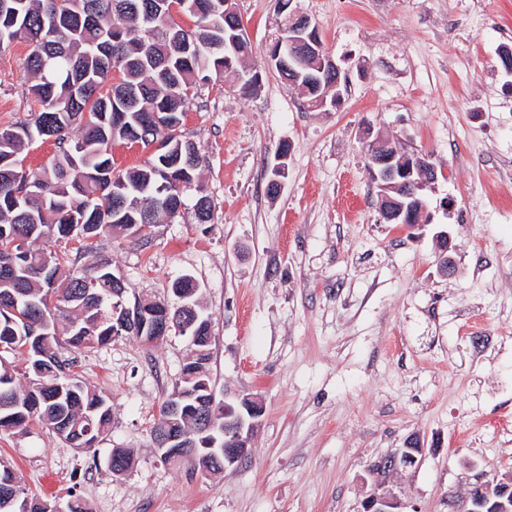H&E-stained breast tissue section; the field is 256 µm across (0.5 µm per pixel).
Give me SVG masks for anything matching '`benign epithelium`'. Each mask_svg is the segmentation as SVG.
<instances>
[{"mask_svg":"<svg viewBox=\"0 0 512 512\" xmlns=\"http://www.w3.org/2000/svg\"><path fill=\"white\" fill-rule=\"evenodd\" d=\"M269 58L274 66L295 74L309 59L316 62V68L321 71L335 70L334 86L326 89L320 98V108L334 107L341 99L340 68L325 51L317 24L298 9L289 12L288 27L269 47ZM367 151L371 180L386 222L414 229L422 221H430L423 191L437 181L438 171L427 154L395 143L381 132L368 143ZM263 415L264 406L257 397L242 395L233 402L224 401L222 470L234 468L248 457L250 437ZM425 456L423 443L415 441L374 462L371 472L378 481L362 502L363 512H405L401 498L385 488L386 478L395 472L419 467ZM491 499L500 512H512V474L501 479L481 478L469 495L461 499L449 495L448 512H477V507Z\"/></svg>","mask_w":512,"mask_h":512,"instance_id":"benign-epithelium-1","label":"benign epithelium"}]
</instances>
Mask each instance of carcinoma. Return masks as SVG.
<instances>
[{"label":"carcinoma","instance_id":"obj_1","mask_svg":"<svg viewBox=\"0 0 512 512\" xmlns=\"http://www.w3.org/2000/svg\"><path fill=\"white\" fill-rule=\"evenodd\" d=\"M153 0H0V48L18 39L30 42L25 62L29 92L40 110L33 118L0 128V431L22 433L40 422L74 448H92L112 422L107 398L71 373L64 356L103 346L116 336L152 338L150 322L124 320V290L112 286V268L99 261L76 268L66 254L41 247L71 241V230L127 232L133 224L158 223L180 215L178 205L191 189L201 162L200 147L180 134L185 113L197 95L200 75L224 79L241 93L236 71L252 44L240 39L224 46V32L241 20L224 19V0H186L182 11L191 28L171 24L153 12ZM232 64H226V58ZM333 81L313 67L302 70L308 106ZM158 114L164 145L139 166L115 170L112 145L132 143L138 122ZM79 135H72L73 130ZM51 139L56 152L41 169L18 165L25 145ZM197 223L213 220L208 197L194 204ZM172 310L193 306L200 323L209 322L191 280L171 286ZM193 312V313H195ZM184 312L177 321L193 320ZM184 364L179 388L184 400L166 415L165 435L179 436L185 452L212 469L223 449L205 447L222 439L206 432L209 410L196 403L211 397L203 368L210 345ZM25 364L28 383L17 382L15 366L3 367L5 354ZM18 492L23 512H56V505L28 495L16 472L0 462V492Z\"/></svg>","mask_w":512,"mask_h":512}]
</instances>
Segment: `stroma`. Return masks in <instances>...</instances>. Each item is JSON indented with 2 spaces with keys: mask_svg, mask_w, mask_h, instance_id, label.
<instances>
[{
  "mask_svg": "<svg viewBox=\"0 0 512 512\" xmlns=\"http://www.w3.org/2000/svg\"><path fill=\"white\" fill-rule=\"evenodd\" d=\"M346 78L340 104L308 108L271 66L278 0H235L262 76L249 95L200 82L180 128L203 156L187 209L148 242L123 233L52 248L87 266L106 259L124 302L200 286L210 317L207 374L227 398L265 414L240 466L204 475L156 454L151 430L190 343L131 336L78 356L73 372L112 403L96 447L42 424L0 433V461L29 494L89 512H362L380 457L423 442L415 470L390 477L409 512H448L478 475L512 473V0H298ZM26 43L0 49V127L37 108ZM428 154L430 224L380 216L366 144L376 133ZM288 145L280 193L268 173ZM208 196L214 221L192 206ZM448 231L457 272L442 274ZM124 448L132 468L112 476Z\"/></svg>",
  "mask_w": 512,
  "mask_h": 512,
  "instance_id": "stroma-1",
  "label": "stroma"
}]
</instances>
